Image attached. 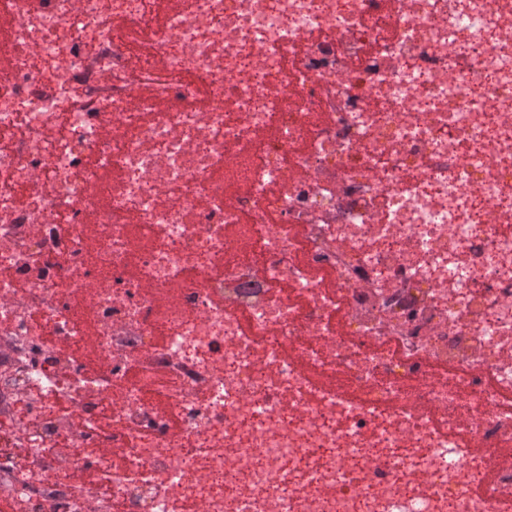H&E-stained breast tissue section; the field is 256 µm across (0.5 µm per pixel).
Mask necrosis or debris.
<instances>
[{"label": "necrosis or debris", "mask_w": 512, "mask_h": 512, "mask_svg": "<svg viewBox=\"0 0 512 512\" xmlns=\"http://www.w3.org/2000/svg\"><path fill=\"white\" fill-rule=\"evenodd\" d=\"M152 4L5 0L0 500L512 512V0Z\"/></svg>", "instance_id": "necrosis-or-debris-1"}]
</instances>
